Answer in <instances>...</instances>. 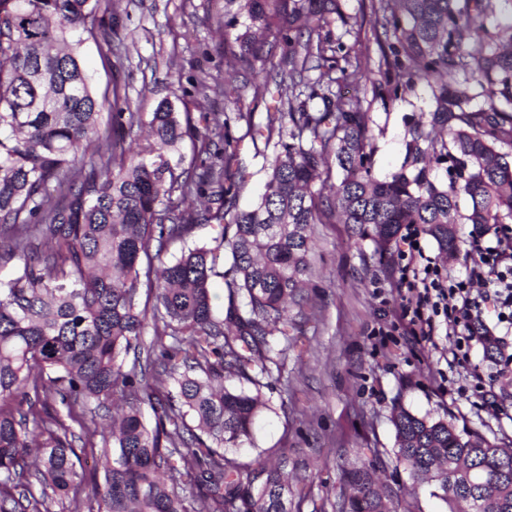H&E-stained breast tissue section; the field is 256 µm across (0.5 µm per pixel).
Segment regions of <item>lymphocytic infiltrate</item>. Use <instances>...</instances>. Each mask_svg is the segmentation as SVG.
<instances>
[{"instance_id": "1", "label": "lymphocytic infiltrate", "mask_w": 512, "mask_h": 512, "mask_svg": "<svg viewBox=\"0 0 512 512\" xmlns=\"http://www.w3.org/2000/svg\"><path fill=\"white\" fill-rule=\"evenodd\" d=\"M420 238L412 224L405 226L400 237L397 288L404 301L402 318L414 335L426 340L433 338L440 325H447V335L454 342L448 366L467 371L461 392L486 397L482 376L470 368L471 348L485 313H494L497 323L512 326V235L492 236L485 228H474L470 247L475 258L456 277L419 247Z\"/></svg>"}]
</instances>
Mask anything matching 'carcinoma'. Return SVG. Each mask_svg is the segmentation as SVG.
Listing matches in <instances>:
<instances>
[{"instance_id": "obj_1", "label": "carcinoma", "mask_w": 512, "mask_h": 512, "mask_svg": "<svg viewBox=\"0 0 512 512\" xmlns=\"http://www.w3.org/2000/svg\"><path fill=\"white\" fill-rule=\"evenodd\" d=\"M105 3L0 0V261L14 268L0 278V512H289L287 458L244 465L228 449L251 438L263 380L288 343L314 225L337 217L358 246L383 252L417 224L455 255L458 225L512 219V160L495 147L512 138V16L499 21L493 0H371L384 69L372 99L386 106L424 84L431 105L408 127L399 170L380 180L368 110L333 91L349 77L331 38L339 0H224V26L238 30L224 53L251 69L259 37L282 49L286 68L265 74L252 101L270 79L288 95L261 127L222 89L236 112L200 114L195 165L178 174L171 160L194 125L169 99L146 121L112 113V134L99 135L120 96L93 90L79 31L95 37L86 23L96 21L112 47ZM240 120L246 135L235 137ZM145 127V152L125 147ZM247 135L275 155L264 193L240 210ZM331 159L341 180L325 197L314 184ZM175 194L205 206L182 210ZM195 224L213 225L215 246L163 261ZM215 277L228 288L222 310ZM483 352L502 361L491 336ZM392 422L396 465L434 479L449 512H512V449L402 407ZM88 448L101 449L102 473L86 475ZM344 478L340 512H389L392 490L361 469Z\"/></svg>"}]
</instances>
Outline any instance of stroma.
<instances>
[{"instance_id":"stroma-1","label":"stroma","mask_w":512,"mask_h":512,"mask_svg":"<svg viewBox=\"0 0 512 512\" xmlns=\"http://www.w3.org/2000/svg\"><path fill=\"white\" fill-rule=\"evenodd\" d=\"M344 22L331 26L349 55L379 61L372 35L369 0H340ZM112 25L122 40L109 48L86 40L81 53L96 93L119 85L122 108L149 116L171 99L176 111L221 112L223 98L203 97L196 80L225 83L244 96L253 93L256 60L242 68L224 53L235 30L224 27V0H112ZM425 86L406 99L373 103L368 115L375 137L373 173L382 178L404 158L408 126L426 108ZM247 180L237 205L250 206L264 190L272 149L245 142ZM395 247L382 254L372 245L356 247L346 224L314 227L312 275L304 283L302 307L292 308L296 328L280 356L283 383L261 390L264 406L252 437L234 451L244 464L288 457V484L297 490L293 512H339L344 475L340 461L368 469L396 496L391 512H448L431 480H415L393 462L395 407L467 427L489 441L512 448V369L486 367L482 346L472 360L487 375L490 399L448 395L445 334L427 342L401 320L402 301L395 289Z\"/></svg>"}]
</instances>
